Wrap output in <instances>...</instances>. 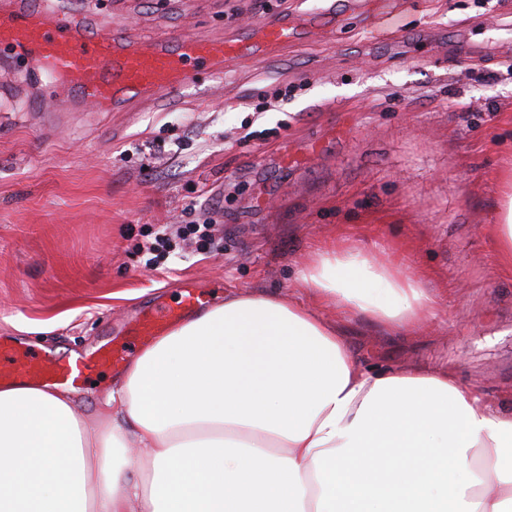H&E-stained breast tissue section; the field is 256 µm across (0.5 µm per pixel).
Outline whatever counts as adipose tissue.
<instances>
[{
    "mask_svg": "<svg viewBox=\"0 0 512 512\" xmlns=\"http://www.w3.org/2000/svg\"><path fill=\"white\" fill-rule=\"evenodd\" d=\"M485 233L512 272V173ZM431 278L337 235L305 258L303 300L228 293L144 349L95 429L68 390L1 385L0 512H512V408L448 368L361 364L346 339L438 322ZM134 445L135 475L103 485Z\"/></svg>",
    "mask_w": 512,
    "mask_h": 512,
    "instance_id": "ef3b65f1",
    "label": "adipose tissue"
}]
</instances>
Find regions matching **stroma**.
<instances>
[{
	"label": "stroma",
	"instance_id": "obj_1",
	"mask_svg": "<svg viewBox=\"0 0 512 512\" xmlns=\"http://www.w3.org/2000/svg\"><path fill=\"white\" fill-rule=\"evenodd\" d=\"M127 29L221 38L278 17L319 32L200 76L161 111L86 107L37 128L26 60L0 54V337L65 360L176 305L225 293L288 297L306 253L344 232L407 250L444 294L443 321L402 339L363 321L368 365L450 367L490 401L512 398V273L496 223L512 168V0H53ZM209 224L218 244L148 263L162 225ZM123 370L93 368L77 413L98 425Z\"/></svg>",
	"mask_w": 512,
	"mask_h": 512
}]
</instances>
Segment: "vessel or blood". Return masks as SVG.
<instances>
[{"label": "vessel or blood", "mask_w": 512, "mask_h": 512, "mask_svg": "<svg viewBox=\"0 0 512 512\" xmlns=\"http://www.w3.org/2000/svg\"><path fill=\"white\" fill-rule=\"evenodd\" d=\"M247 38L177 37L174 44L142 41L131 47L120 29L90 26L84 16L51 12L39 0H10L0 9V51L27 60L40 76L43 98L75 110L94 104L101 112L121 111L131 100L165 109L192 79L190 63L220 72L241 61L249 42L273 53L295 42L294 24L270 19L248 26ZM202 303L194 284H185L177 308L160 307L137 322V336H155ZM122 353L100 347L90 356L64 362L39 359L28 349L0 339V383L27 378L75 385L97 365L119 366Z\"/></svg>", "instance_id": "vessel-or-blood-1"}]
</instances>
